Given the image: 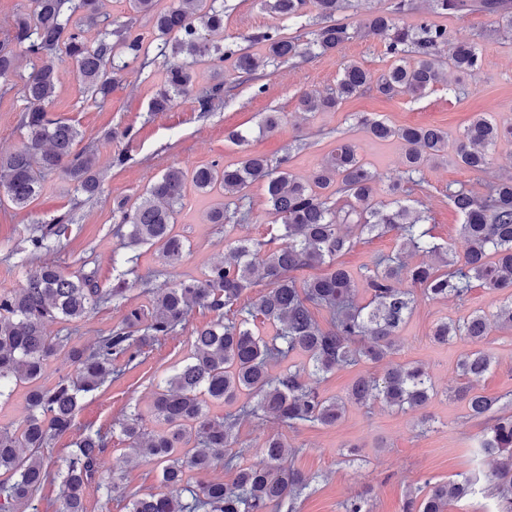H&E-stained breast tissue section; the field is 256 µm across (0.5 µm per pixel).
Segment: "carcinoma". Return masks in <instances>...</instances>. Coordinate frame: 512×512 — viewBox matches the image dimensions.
<instances>
[{
    "label": "carcinoma",
    "instance_id": "1",
    "mask_svg": "<svg viewBox=\"0 0 512 512\" xmlns=\"http://www.w3.org/2000/svg\"><path fill=\"white\" fill-rule=\"evenodd\" d=\"M427 9L445 15L462 9V0H426ZM0 38V82L18 88L26 102L21 120L22 145L0 151V195L18 209L28 207L40 194L49 174L60 172L75 191L88 199L101 192L102 178L93 151H74L80 136L76 125L55 118L49 111L57 87L59 65L72 67L84 92L95 103L112 95L116 77L131 63L157 55H171L165 80L152 97V112H168L193 93L194 66H212L233 59L239 73L254 74L260 65H273L297 57L338 50L358 34L386 39L385 55L393 59L386 72L374 76L356 62H345L336 86L303 93L298 108L305 114L335 111L346 100L369 90L392 99L408 94L425 96L440 81L438 50L448 47V69L458 77L478 76L482 61L477 45L453 41L448 28L422 22L406 25L398 15L413 9L399 0L389 11H370L358 26L347 22L349 0H262L263 6L288 18L316 12L320 27L305 45L276 30L252 36L264 48L262 57L244 49L214 42L211 33L224 27V4L219 0H173L153 12L154 0H130L131 9L150 16L151 31L144 34L133 20L114 25L102 11V0H32ZM478 7L497 14L498 35L512 41V14L504 0H479ZM98 29L90 42L78 26ZM199 110L210 112L224 104V81L196 97ZM279 112H267L258 132H276ZM361 128L379 140L397 138L405 145L408 178L435 164L447 153L444 132L435 126H394L362 116ZM512 137V126H502L485 114L477 115L464 130L456 147L460 167L482 172L491 164V150ZM288 156L270 159L250 153L240 162H213L188 172L169 167L144 194L113 200L114 233L123 248L135 252L156 248L171 267L182 260L186 243L175 232L187 183L202 192L220 188L227 204L213 211L210 221H241L246 189L264 186L266 203L275 228L267 240L244 238L227 244L224 260L212 265L200 279L174 282L153 291L152 311L126 305L128 282L118 274L112 287L103 290L85 274H66L49 262L32 270L17 290L0 294V399L10 398L15 387L26 388V416L15 427H0V512H16L32 505L43 485L60 480L62 493L55 512H85L84 490L92 482L106 500L122 496L121 486L110 478L96 480L98 458L113 441L123 438L132 450V462L148 461L158 468L156 490L130 501L129 512H295L307 487L306 478L281 462L290 454L286 443L272 437L263 445L261 458L244 464L248 452L239 441L236 425L241 416L274 419L290 427L314 424L333 426L343 416L345 402L326 397L308 379H326L340 367L360 362L379 363L397 350L399 328L417 306V288L430 299L463 303L475 283L493 291H510L493 317L480 310L453 322L439 321L432 330L437 343L467 340L480 344L489 336L490 322L512 329V175L487 185L477 196L460 188L448 194L462 215L461 231L468 248L459 258L437 242L424 211L402 204L404 178L388 184L391 202L374 200L377 172L361 160L356 143L336 140L313 178L304 182L288 172ZM72 217L37 227L25 239L24 251L38 254L68 234ZM371 237L395 233L397 254L379 256L362 267L369 293L364 304L354 300L356 281L337 258L353 245L352 230ZM414 252L435 259L431 264L409 266L400 253ZM320 268L323 273L297 286L296 273ZM265 279L271 288L247 305L241 296L254 279ZM407 282L410 287L403 288ZM123 310L121 319L92 347L69 345V336H50V322H73L100 304ZM208 309L215 318L194 332L190 351L163 384L157 386L151 414L161 425L146 432L138 412L127 415L109 429L84 428L81 436L56 470L45 450L55 437L71 431L82 400L117 377L121 357L131 364L150 347L183 327L190 312ZM329 310L323 328L312 309ZM274 328L263 336L256 322ZM66 352L75 367L47 387L41 384L49 363ZM296 356L305 358L297 365ZM285 364L277 374L271 365ZM493 357L473 350L458 363L466 383L455 390L474 419L488 424L479 436V449L495 463L486 486L462 476L449 481H428L425 489L408 497L403 512H447L450 503L490 492L501 512H512V402L504 395H487L474 386L491 369ZM433 383L418 363L392 364L379 379L358 376L348 391L349 400L366 405L377 399L400 411L423 409ZM247 401L233 412L212 417L209 406L231 405L241 395ZM231 475L229 482H201L190 487L189 474L203 473L217 463ZM344 512H371L367 493H358L344 504Z\"/></svg>",
    "mask_w": 512,
    "mask_h": 512
}]
</instances>
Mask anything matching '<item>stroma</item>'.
Returning a JSON list of instances; mask_svg holds the SVG:
<instances>
[{
	"instance_id": "1",
	"label": "stroma",
	"mask_w": 512,
	"mask_h": 512,
	"mask_svg": "<svg viewBox=\"0 0 512 512\" xmlns=\"http://www.w3.org/2000/svg\"><path fill=\"white\" fill-rule=\"evenodd\" d=\"M434 21L447 26L454 39L478 42L483 68L477 78L459 81L448 72L419 99L408 95L388 99L371 92L347 100L337 111L312 116L299 111V96L335 85L346 61L358 62L373 74H381L391 64L384 54L383 41L356 37L337 51L268 66L252 78L237 76L228 69L219 73L207 65L196 66L195 92H202L219 80L224 83L223 105L205 113L190 100L168 112L150 111L149 102L163 79L158 62L144 68L134 64L123 71L110 99L103 104L88 100L69 66L60 65V83L50 110L56 117L75 124L82 133V146L95 151L103 171L102 191L94 199H86L65 175L53 173L29 207L19 210L7 203L0 205V293L19 288L33 266L22 251L31 228L53 223L65 214L73 217L70 233L42 252V259L68 273L94 274L100 288L111 287L117 274L113 258L120 251V240L113 232L112 200L138 196L171 166L191 170L215 161L235 163L251 152L271 157L286 154L290 157L289 173L306 181L337 138L348 136L356 141L367 166L381 174L375 199L386 203L390 197L385 179L398 174L404 147L396 139L381 142L370 138L357 125L359 115L369 114L395 126H436L447 133L452 143L478 113H489L497 122L512 125V42L496 36L498 16L465 10L435 16ZM270 28L302 44L313 38L311 17L284 19L269 12L259 0H224V28L213 33L212 38L259 55L262 46L249 43L248 38ZM25 106L17 89L0 85V149L20 146V118ZM268 112L284 115L277 132L255 137L245 146L229 140L232 130L256 129ZM120 152L127 154L129 160L124 167H113L112 159ZM511 172L512 138H505L496 145L486 172L467 171L451 159L440 161L426 168L417 182L409 184L406 200L411 206L428 209L434 235L460 256L466 251V242L460 232L462 218L448 200L449 189L463 187L480 195L489 182ZM221 202L216 193L200 196L188 192L175 227L189 242L181 264L168 267L156 249L142 248L136 271L128 276L129 304L149 305L151 296L140 281L145 274H152L156 288L198 278L223 257L228 243L239 238L268 237L273 217L268 212L262 184H254L248 191L245 204L249 215L245 221L208 222V213ZM395 248L391 233L361 237L339 261L355 273ZM502 297V292L477 287L463 303L419 298L414 313L399 331V349L391 360L421 364L431 376L437 394L424 411L403 413L377 401L366 407L347 404L344 418L333 427L291 428L274 420L261 423L244 419L237 426L240 440L255 454L271 437L281 438L294 448L287 464L308 481L297 502V512H342L343 502L363 490L369 493L373 512H402L408 491L424 486L426 481L446 480L460 473L484 477L490 462L480 454L477 443L484 423L468 417L464 405L453 397L462 382L457 363L472 345L465 341L438 345L430 333L442 319H454L474 310L494 313ZM119 319L118 309L104 305L90 310L79 321L52 323L47 331L55 336L70 330L74 343L90 346ZM212 319L207 310L193 309L176 335L161 340L119 379L85 397L78 426L108 427L136 410L142 414L146 427L155 429L150 406L157 383L187 356L194 330ZM483 347L493 355L494 365L478 382V389L497 395L512 392V331L492 328ZM424 416L433 421L426 431L419 424ZM353 445L359 448L354 455L348 452ZM128 454L125 443L120 441L112 442L100 454V476L118 478L125 494L107 502L96 485H89L84 493L86 512H129L131 494L156 488L158 471L154 464L127 463Z\"/></svg>"
}]
</instances>
